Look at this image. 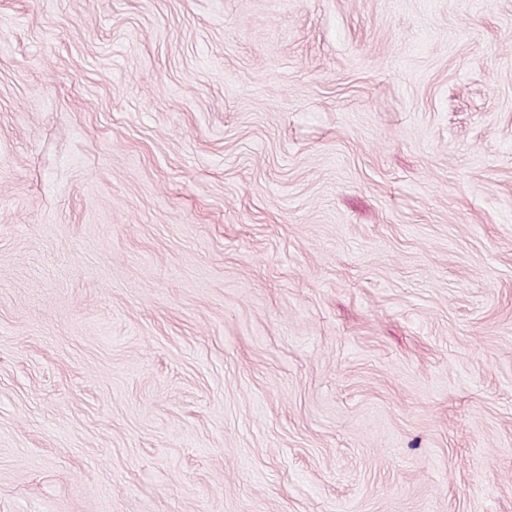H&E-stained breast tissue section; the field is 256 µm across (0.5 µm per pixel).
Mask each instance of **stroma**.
Segmentation results:
<instances>
[{
	"instance_id": "35a3bbf8",
	"label": "stroma",
	"mask_w": 512,
	"mask_h": 512,
	"mask_svg": "<svg viewBox=\"0 0 512 512\" xmlns=\"http://www.w3.org/2000/svg\"><path fill=\"white\" fill-rule=\"evenodd\" d=\"M0 512H512V0H0Z\"/></svg>"
}]
</instances>
